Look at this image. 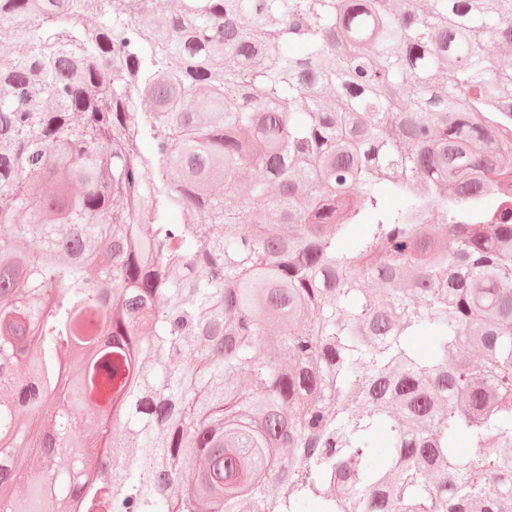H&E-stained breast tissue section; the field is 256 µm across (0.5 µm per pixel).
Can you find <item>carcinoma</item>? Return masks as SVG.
<instances>
[{
  "instance_id": "carcinoma-1",
  "label": "carcinoma",
  "mask_w": 512,
  "mask_h": 512,
  "mask_svg": "<svg viewBox=\"0 0 512 512\" xmlns=\"http://www.w3.org/2000/svg\"><path fill=\"white\" fill-rule=\"evenodd\" d=\"M1 25L0 512H512V0ZM89 420L109 469L58 465Z\"/></svg>"
}]
</instances>
